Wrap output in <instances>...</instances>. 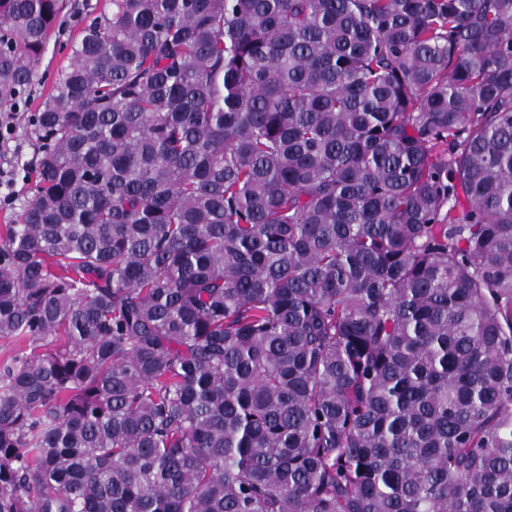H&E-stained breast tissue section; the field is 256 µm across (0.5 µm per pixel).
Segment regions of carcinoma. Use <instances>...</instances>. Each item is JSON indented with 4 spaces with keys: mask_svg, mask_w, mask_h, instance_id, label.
Instances as JSON below:
<instances>
[{
    "mask_svg": "<svg viewBox=\"0 0 512 512\" xmlns=\"http://www.w3.org/2000/svg\"><path fill=\"white\" fill-rule=\"evenodd\" d=\"M109 5L0 230V512H512V0Z\"/></svg>",
    "mask_w": 512,
    "mask_h": 512,
    "instance_id": "obj_1",
    "label": "carcinoma"
}]
</instances>
